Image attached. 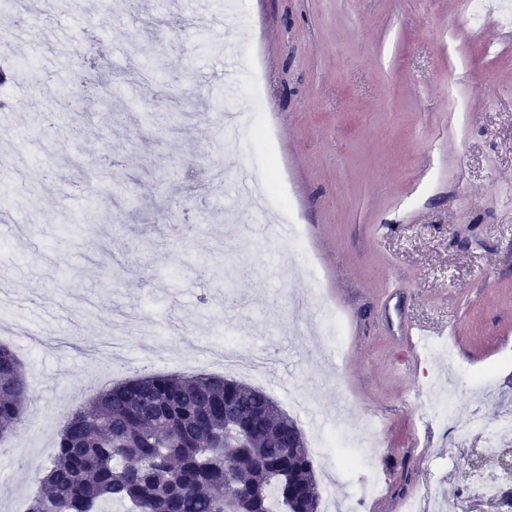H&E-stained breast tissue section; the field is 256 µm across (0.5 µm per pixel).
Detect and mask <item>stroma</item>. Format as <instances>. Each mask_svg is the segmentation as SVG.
Here are the masks:
<instances>
[{
	"mask_svg": "<svg viewBox=\"0 0 512 512\" xmlns=\"http://www.w3.org/2000/svg\"><path fill=\"white\" fill-rule=\"evenodd\" d=\"M100 60L93 79L111 112L91 103L43 126L44 106L72 100L86 68L74 37ZM17 56L37 51L46 83L1 91L0 181L15 220L0 242V289L12 325L0 344L29 384L28 419L0 452L12 482L0 501L39 486L25 455L52 458L66 412L142 371L220 374L198 346L233 337L268 360L263 391L278 404L304 395L337 445L314 466L322 497L360 512H395L410 470L417 512L431 495L457 512H503L468 485L495 475L489 422L512 404V30L472 20L461 0H50L18 30L0 11ZM234 65L228 77L218 66ZM179 85H168L170 75ZM246 121L224 127L226 102ZM120 167L101 172L103 153ZM249 169L263 208L237 191ZM293 224L302 243L277 236ZM233 256L224 284L211 270ZM308 266L314 278L297 274ZM167 341V365L142 368L141 331L129 367H88L83 353L112 336L114 310ZM335 314L347 345L313 339ZM453 342L481 382L485 429L456 438L435 416L431 362L406 377L402 327ZM429 415L434 440L415 448ZM365 458L387 492L361 499Z\"/></svg>",
	"mask_w": 512,
	"mask_h": 512,
	"instance_id": "obj_1",
	"label": "stroma"
}]
</instances>
